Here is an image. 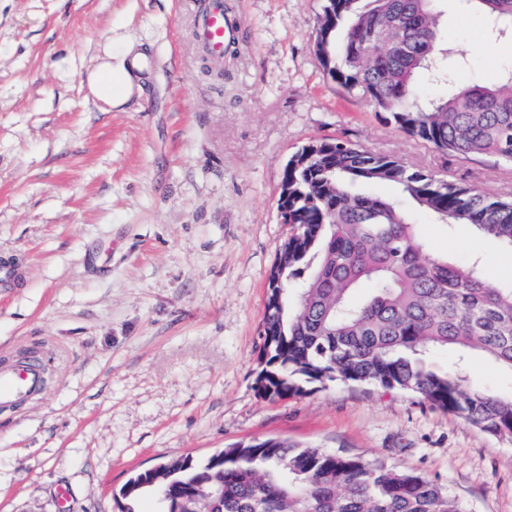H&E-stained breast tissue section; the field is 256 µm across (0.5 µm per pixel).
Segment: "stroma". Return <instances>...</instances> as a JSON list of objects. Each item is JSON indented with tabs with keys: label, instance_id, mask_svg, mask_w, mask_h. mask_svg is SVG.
I'll use <instances>...</instances> for the list:
<instances>
[{
	"label": "stroma",
	"instance_id": "obj_1",
	"mask_svg": "<svg viewBox=\"0 0 512 512\" xmlns=\"http://www.w3.org/2000/svg\"><path fill=\"white\" fill-rule=\"evenodd\" d=\"M202 0H0V366L33 352L41 390L0 405V512H119L120 489L169 459L204 463L277 438L425 474L468 512H512V444L371 386L258 389L270 272L295 227L288 159L338 139L512 198V164L444 153L327 75L324 0H232L223 73L195 36ZM464 78L494 84L512 38L449 0ZM141 89L115 108L89 79L124 44ZM436 255L512 281V248L416 213Z\"/></svg>",
	"mask_w": 512,
	"mask_h": 512
}]
</instances>
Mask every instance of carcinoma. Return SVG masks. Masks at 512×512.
<instances>
[{
	"mask_svg": "<svg viewBox=\"0 0 512 512\" xmlns=\"http://www.w3.org/2000/svg\"><path fill=\"white\" fill-rule=\"evenodd\" d=\"M331 0L315 48L330 77L373 104L413 139L457 155L512 163V69L491 86L456 79L434 0ZM484 10L495 35L512 32V0H458ZM447 86L419 99L417 80ZM302 165L286 164L288 223L297 232L276 267L280 304L265 307L262 370L267 397L305 385H374L410 393L512 442V395L470 380L481 355L512 374V282L492 285L479 261L458 265L430 254L409 217L414 203L440 224H472L512 247V201L412 171L396 158L323 140ZM384 184L392 196L362 191ZM453 351L452 368L432 362ZM224 467L180 457L138 474L120 491L158 496L163 512H465L427 476L384 463L267 438L221 451Z\"/></svg>",
	"mask_w": 512,
	"mask_h": 512,
	"instance_id": "1",
	"label": "carcinoma"
}]
</instances>
